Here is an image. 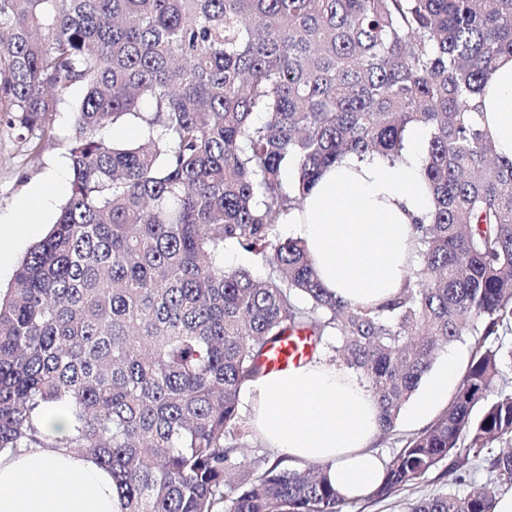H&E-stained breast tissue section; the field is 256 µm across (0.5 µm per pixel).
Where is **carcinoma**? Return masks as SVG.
Segmentation results:
<instances>
[{
	"label": "carcinoma",
	"mask_w": 512,
	"mask_h": 512,
	"mask_svg": "<svg viewBox=\"0 0 512 512\" xmlns=\"http://www.w3.org/2000/svg\"><path fill=\"white\" fill-rule=\"evenodd\" d=\"M505 55L512 0H0L17 154L54 141L61 93L84 90L69 194L0 295V452L93 456L123 512H345L318 464L232 478L252 440L241 388L304 334L306 362L331 349L364 380L388 435L435 351L468 337L447 407L370 498L446 460L466 491L408 512H495L512 492V163L475 113ZM127 119L135 143L98 137ZM415 126L433 203L417 259L392 300L345 305L279 229L324 168L393 162ZM228 245L263 275L225 268ZM46 404L71 408L67 438L42 429Z\"/></svg>",
	"instance_id": "1"
}]
</instances>
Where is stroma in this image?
<instances>
[{"mask_svg": "<svg viewBox=\"0 0 512 512\" xmlns=\"http://www.w3.org/2000/svg\"><path fill=\"white\" fill-rule=\"evenodd\" d=\"M81 96L82 91L77 87L64 93L55 115L57 138L38 157L28 160L17 157L15 132L0 133V231L12 237L7 252L0 255L2 290L8 288L29 248L47 234L64 201L72 178L66 151L74 133V107ZM38 184L53 194L49 209H42L31 194ZM23 212L30 216V223H19L18 217ZM447 490L446 479L434 471L391 498L354 502L348 512H405L407 503Z\"/></svg>", "mask_w": 512, "mask_h": 512, "instance_id": "1", "label": "stroma"}]
</instances>
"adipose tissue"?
Segmentation results:
<instances>
[{"label":"adipose tissue","instance_id":"1","mask_svg":"<svg viewBox=\"0 0 512 512\" xmlns=\"http://www.w3.org/2000/svg\"><path fill=\"white\" fill-rule=\"evenodd\" d=\"M478 122L500 160L512 162V58H502L481 98ZM424 149L410 130L399 160L346 156L321 173L287 224L302 239L324 288L351 306L397 295L415 257V226L431 208ZM256 434L293 461L326 466L338 493L370 495L383 476L372 446L379 409L367 386L317 360L249 382ZM0 512H122L111 474L64 448L0 454Z\"/></svg>","mask_w":512,"mask_h":512}]
</instances>
